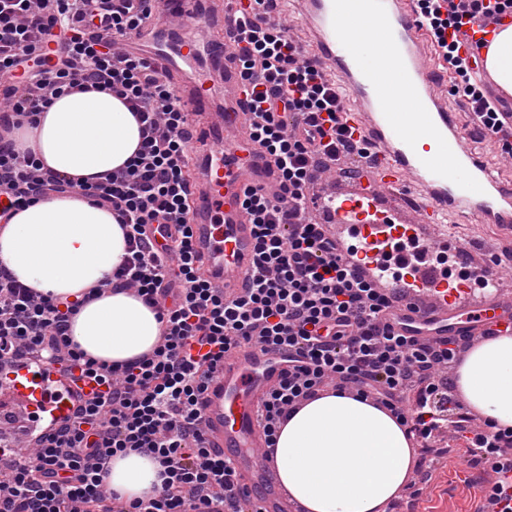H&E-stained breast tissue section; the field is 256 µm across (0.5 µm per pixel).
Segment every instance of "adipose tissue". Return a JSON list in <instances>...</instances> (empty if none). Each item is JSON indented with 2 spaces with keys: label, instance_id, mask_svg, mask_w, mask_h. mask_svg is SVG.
Segmentation results:
<instances>
[{
  "label": "adipose tissue",
  "instance_id": "ef3b65f1",
  "mask_svg": "<svg viewBox=\"0 0 512 512\" xmlns=\"http://www.w3.org/2000/svg\"><path fill=\"white\" fill-rule=\"evenodd\" d=\"M22 141L45 166L83 179L124 166L140 128L127 106L104 92L54 100ZM126 250L111 211L80 197H57L19 211L0 233V264L38 293L75 297L111 278ZM75 342L109 362H129L156 344V312L129 292L86 304L71 323ZM464 404L512 427V336L474 346L458 370ZM414 464L408 434L385 409L349 394L326 393L282 427L275 471L302 512H382ZM159 466L131 452L112 463L108 482L123 497L161 486Z\"/></svg>",
  "mask_w": 512,
  "mask_h": 512
}]
</instances>
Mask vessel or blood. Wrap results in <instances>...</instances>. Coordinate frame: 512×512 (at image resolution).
Returning <instances> with one entry per match:
<instances>
[{
    "mask_svg": "<svg viewBox=\"0 0 512 512\" xmlns=\"http://www.w3.org/2000/svg\"><path fill=\"white\" fill-rule=\"evenodd\" d=\"M250 0H154V31L138 29L101 38L125 55L147 54L152 68L175 83L190 116L193 166L189 176L192 241L214 287L232 295L242 288L255 251L254 228L241 206L245 189L281 194L276 166L247 138L246 96L229 58L232 42L212 39L248 11ZM320 62L331 64L351 110L346 125L372 150L351 182L320 184L310 206L321 223L358 238L362 269L397 296L402 333L419 339H478L512 326V290L488 271L481 302L467 283L453 282L429 265L395 278L382 246L404 229L435 228L467 218L512 233V178L490 168L467 144L448 109L447 82L428 55L427 33L412 0H288ZM512 18L494 15L470 24L461 57L475 56L490 97L487 55ZM287 367L280 356L254 347L226 352L224 364L200 403L209 448L229 460L246 493L247 512H294L287 493L258 452L264 446L257 407ZM0 389V403L53 416L69 412L40 369L21 365Z\"/></svg>",
    "mask_w": 512,
    "mask_h": 512,
    "instance_id": "1",
    "label": "vessel or blood"
}]
</instances>
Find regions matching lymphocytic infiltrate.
I'll use <instances>...</instances> for the list:
<instances>
[{"mask_svg":"<svg viewBox=\"0 0 512 512\" xmlns=\"http://www.w3.org/2000/svg\"><path fill=\"white\" fill-rule=\"evenodd\" d=\"M278 0H252L237 15V64L250 88L252 140L275 160L283 194L248 189L243 206L256 253L244 288L225 297L202 276L187 214L188 117L171 85L142 56L125 57L95 26L126 34L149 23L148 0H0V74L9 108L0 112V224L24 206L79 194L111 209L127 255L111 280L75 298L44 296L0 266V375L16 354L70 377L72 409L53 425L26 427L29 451L0 445V512H245L233 470L205 444L200 397L230 349L284 352L288 369L259 405L266 463L289 416L332 390L373 402L421 442L450 433L493 475L490 512H512V428L470 423L450 412L444 371L459 361L458 342L424 343L389 316L394 297L340 255L322 225L306 218L315 172L355 170L369 153L347 134L348 105L303 46L269 18ZM452 94L473 124L512 150V113L488 105L471 67L457 61L448 36L484 16L486 0L441 13L438 0H415ZM106 92L123 100L141 141L121 168L93 183L48 168L16 137L63 92ZM297 129H290L288 118ZM163 245H156L155 237ZM133 291L161 323L154 348L130 363L101 361L74 343L71 320L106 293ZM94 383L83 394V383ZM134 451L159 465L161 487L146 499L111 491L114 457Z\"/></svg>","mask_w":512,"mask_h":512,"instance_id":"f902f5d3","label":"lymphocytic infiltrate"}]
</instances>
